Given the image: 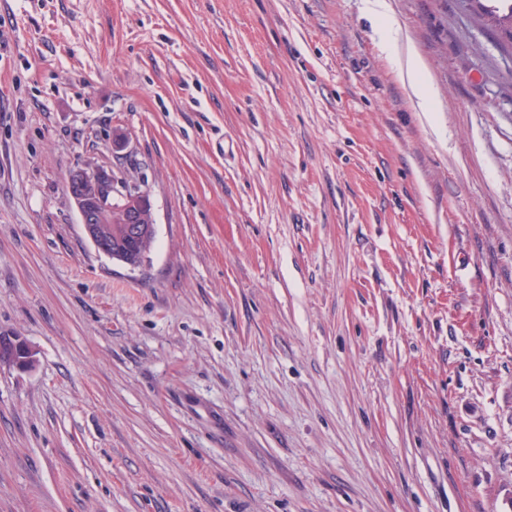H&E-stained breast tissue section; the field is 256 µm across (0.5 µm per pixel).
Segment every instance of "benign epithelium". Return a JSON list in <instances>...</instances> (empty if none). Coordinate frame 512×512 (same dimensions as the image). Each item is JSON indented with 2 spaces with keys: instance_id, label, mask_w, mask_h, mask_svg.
<instances>
[{
  "instance_id": "1",
  "label": "benign epithelium",
  "mask_w": 512,
  "mask_h": 512,
  "mask_svg": "<svg viewBox=\"0 0 512 512\" xmlns=\"http://www.w3.org/2000/svg\"><path fill=\"white\" fill-rule=\"evenodd\" d=\"M66 186L84 233L94 247L133 269L140 267L136 254L155 230L150 192L127 177L98 166L72 171ZM115 238L122 240L127 252L112 250ZM32 362V351L24 339L0 335V364L25 369Z\"/></svg>"
}]
</instances>
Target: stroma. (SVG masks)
Instances as JSON below:
<instances>
[{"instance_id":"1","label":"stroma","mask_w":512,"mask_h":512,"mask_svg":"<svg viewBox=\"0 0 512 512\" xmlns=\"http://www.w3.org/2000/svg\"><path fill=\"white\" fill-rule=\"evenodd\" d=\"M386 4L430 111L367 0H0V512H512L508 9ZM371 2L378 7L371 8L372 12L378 16L388 28V35L382 41L383 52L392 63L397 64L402 73L404 72L415 95L419 99H426L430 88L421 58L412 50L408 51L404 63L398 55L395 57L393 47L396 43V31L388 17L385 0H374ZM66 186L84 233L94 247L130 268L140 267L136 256L155 230L150 192L127 177L98 166L72 171ZM112 224L118 225L114 234ZM113 235L127 247L126 254L120 251L124 246L119 242L115 247L120 252L112 251ZM33 354L28 343L19 336L0 335V365L8 363L20 369L30 367Z\"/></svg>"}]
</instances>
